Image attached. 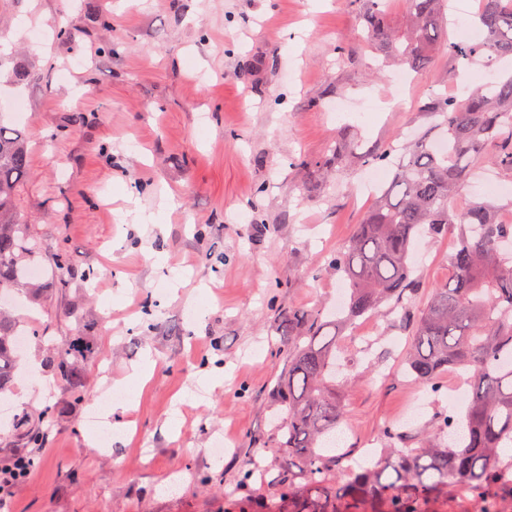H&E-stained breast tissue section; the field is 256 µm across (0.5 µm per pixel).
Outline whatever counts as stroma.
<instances>
[{"label":"stroma","mask_w":512,"mask_h":512,"mask_svg":"<svg viewBox=\"0 0 512 512\" xmlns=\"http://www.w3.org/2000/svg\"><path fill=\"white\" fill-rule=\"evenodd\" d=\"M361 16L355 0H0V125L29 142L16 205L41 271L34 299L15 297L36 314L21 328L41 337L20 350L5 398L17 415L55 410L44 447L0 435V463L27 451L37 460L29 482L0 493L5 512H224L246 493L275 500L281 472L300 466L277 450L270 387L287 350L277 320L328 306L339 287L327 263L366 208L346 190L362 177L360 157L402 134L439 140L424 102L463 97L490 71L512 75V57L464 73L440 48L399 87ZM342 137L351 151L340 177L311 179L303 160L327 159ZM134 208L154 223L121 221ZM450 246L420 235L416 308L447 281ZM61 248L72 266L59 275ZM76 338L87 348L77 391L47 362ZM409 343L385 306L336 352L341 481L364 448L385 447L384 430L400 428L413 448L441 414L467 408L448 396L469 390L470 372L421 384L403 372ZM147 352L154 373L117 415L135 437L93 447L102 364L117 382ZM222 436L237 450L213 457ZM250 447L264 475L245 487Z\"/></svg>","instance_id":"1"}]
</instances>
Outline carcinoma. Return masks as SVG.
<instances>
[{
  "label": "carcinoma",
  "instance_id": "carcinoma-1",
  "mask_svg": "<svg viewBox=\"0 0 512 512\" xmlns=\"http://www.w3.org/2000/svg\"><path fill=\"white\" fill-rule=\"evenodd\" d=\"M366 37L375 53L419 72L429 67L448 25L447 0H405L411 25L404 36L390 31L384 0H362ZM474 21L484 39L448 43L462 67L512 56V0H481ZM439 128L446 149L435 152L424 135L406 146L393 144L362 157L368 166L394 168L389 186L366 211L353 237L328 261L345 281L349 298L341 319L319 311L292 310L281 320L288 340L286 366L273 391L285 418L278 450L303 459L277 480L272 506L236 499L227 512H428L426 505L460 486L470 491L476 512H501L485 495L489 488L512 491V224H498L492 205L475 201L463 211L448 199L465 188L480 161L512 169V76L469 93L464 99L433 96L422 105ZM30 177L23 136L0 125V298L26 279L25 258L35 246L14 207L18 186ZM436 235L458 227L449 259L448 282L435 287L432 301L414 316L407 301L419 280L410 263L416 232ZM395 301L402 319L414 325L405 372L422 384L448 366L472 372L467 410L442 417L435 433L415 448H399L403 436L385 430L383 460L336 481V428L342 409L336 400V344L344 326ZM19 324L0 316V393L13 377V338ZM77 346L55 348L50 360L70 387H82ZM21 416L30 448L45 443L41 423Z\"/></svg>",
  "mask_w": 512,
  "mask_h": 512
}]
</instances>
